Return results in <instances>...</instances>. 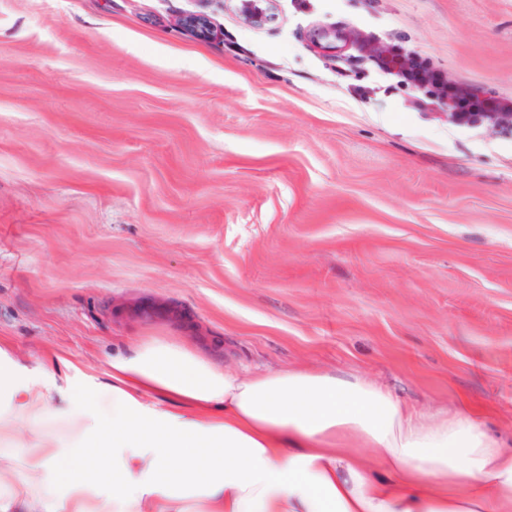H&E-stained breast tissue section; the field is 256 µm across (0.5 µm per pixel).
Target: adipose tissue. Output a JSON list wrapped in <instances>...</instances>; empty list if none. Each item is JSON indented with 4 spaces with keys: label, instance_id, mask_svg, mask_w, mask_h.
<instances>
[{
    "label": "adipose tissue",
    "instance_id": "ef3b65f1",
    "mask_svg": "<svg viewBox=\"0 0 512 512\" xmlns=\"http://www.w3.org/2000/svg\"><path fill=\"white\" fill-rule=\"evenodd\" d=\"M0 512H512V448L372 381L245 376L153 337L63 406L0 358Z\"/></svg>",
    "mask_w": 512,
    "mask_h": 512
}]
</instances>
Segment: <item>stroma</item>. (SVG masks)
<instances>
[{
	"mask_svg": "<svg viewBox=\"0 0 512 512\" xmlns=\"http://www.w3.org/2000/svg\"><path fill=\"white\" fill-rule=\"evenodd\" d=\"M277 7L0 0V348L62 392L167 336L511 442L512 131L449 123L361 42L512 99V0ZM235 9L249 25L264 27L275 20L276 0H235Z\"/></svg>",
	"mask_w": 512,
	"mask_h": 512,
	"instance_id": "35a3bbf8",
	"label": "stroma"
}]
</instances>
